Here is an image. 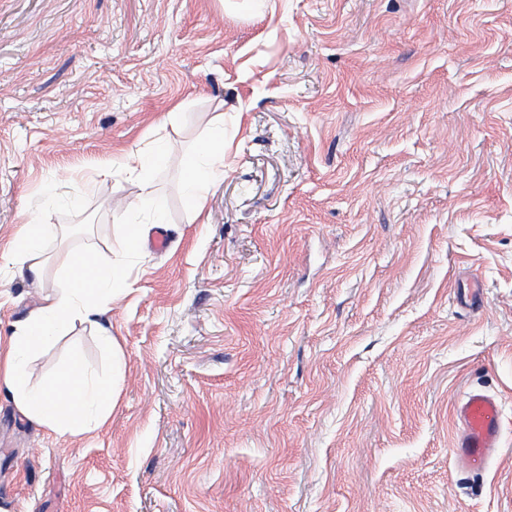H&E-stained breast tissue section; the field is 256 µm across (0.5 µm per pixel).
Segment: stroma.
Listing matches in <instances>:
<instances>
[{
    "label": "stroma",
    "instance_id": "1",
    "mask_svg": "<svg viewBox=\"0 0 512 512\" xmlns=\"http://www.w3.org/2000/svg\"><path fill=\"white\" fill-rule=\"evenodd\" d=\"M219 114L203 224L182 162ZM159 137L170 246L128 256L119 161ZM28 221L128 284L33 382L110 377L101 325L124 367L75 436L0 396V512H512V0H0V256ZM55 278L0 269V348ZM472 389L504 403L476 480ZM457 437L453 445L456 468L463 473L485 468L502 446L503 403L482 390H471L455 408Z\"/></svg>",
    "mask_w": 512,
    "mask_h": 512
}]
</instances>
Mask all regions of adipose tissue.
<instances>
[{
  "mask_svg": "<svg viewBox=\"0 0 512 512\" xmlns=\"http://www.w3.org/2000/svg\"><path fill=\"white\" fill-rule=\"evenodd\" d=\"M167 154L163 142L155 141L129 152L122 168L141 188L137 207L152 213L157 209L150 172L153 164ZM224 161V123L217 120L208 128L206 147L185 163L183 191L196 211H203L206 193L214 184ZM46 233L42 224L26 223L15 238L7 261L27 269L34 282H41L51 262H59L67 279L58 288L42 295L38 307L9 338L0 351V389L7 390L18 409L27 417L60 435L75 434L102 425L112 407L117 379L122 374L123 354L111 332L100 328L99 337L112 356V376L99 380L72 366L47 384L30 381L29 360L78 322H94L103 303L114 297L121 279L109 256L67 251L47 256L40 246Z\"/></svg>",
  "mask_w": 512,
  "mask_h": 512,
  "instance_id": "1",
  "label": "adipose tissue"
}]
</instances>
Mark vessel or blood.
<instances>
[{"label": "vessel or blood", "mask_w": 512, "mask_h": 512, "mask_svg": "<svg viewBox=\"0 0 512 512\" xmlns=\"http://www.w3.org/2000/svg\"><path fill=\"white\" fill-rule=\"evenodd\" d=\"M456 468L463 473L485 468L502 447L503 403L494 394L472 390L455 408Z\"/></svg>", "instance_id": "obj_1"}]
</instances>
